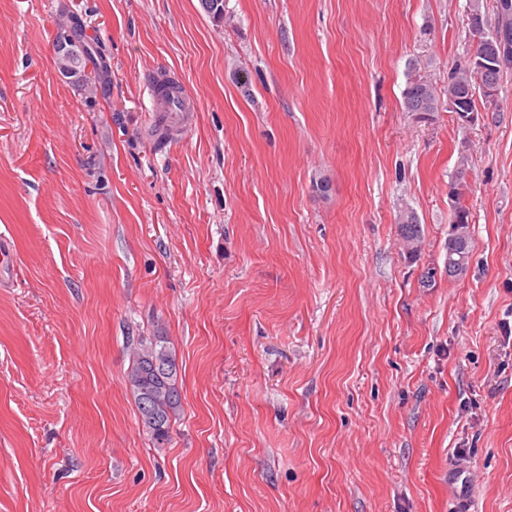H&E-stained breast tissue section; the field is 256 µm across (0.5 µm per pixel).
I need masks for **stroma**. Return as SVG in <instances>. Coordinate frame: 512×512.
I'll return each mask as SVG.
<instances>
[{
	"mask_svg": "<svg viewBox=\"0 0 512 512\" xmlns=\"http://www.w3.org/2000/svg\"><path fill=\"white\" fill-rule=\"evenodd\" d=\"M469 6L0 0V512H448L459 463L512 512V68L466 127L402 98L409 60L441 88L474 52ZM73 15L91 87L54 67ZM162 75L186 125L152 110ZM141 336L179 365L161 447ZM73 20V27L70 35L78 44V53L75 62L83 69L87 66V63L93 61V55H95L96 52H98L99 55H101V53L97 51V47L93 45L90 47L89 45L85 44L83 26L77 18H74ZM460 179H456L452 181L450 186L455 189V196L453 200V206L451 207L450 214V227L449 229L456 228V233L458 235L459 240L461 241L460 247L463 248L464 254L466 255V268L464 273H460L458 275H451L450 277H458L459 275H463L466 273L469 257H470V243H471V231H470V223H469V212L468 210L461 204L462 197V187L463 185L459 181ZM401 236L411 244H419L421 242L420 224L416 214L409 209L402 210L397 218ZM166 344L162 336L139 338L134 347L131 370L126 374L142 428L157 447L171 441L172 422L179 418L182 407L179 366ZM146 392L151 393L160 405L153 420L147 417L155 414L152 400L144 396L147 416L141 407V395Z\"/></svg>",
	"mask_w": 512,
	"mask_h": 512,
	"instance_id": "obj_1",
	"label": "stroma"
}]
</instances>
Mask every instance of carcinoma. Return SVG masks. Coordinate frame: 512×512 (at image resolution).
<instances>
[{"mask_svg":"<svg viewBox=\"0 0 512 512\" xmlns=\"http://www.w3.org/2000/svg\"><path fill=\"white\" fill-rule=\"evenodd\" d=\"M497 22L494 27L487 23L472 26L480 35V41L474 54L456 62L448 72V85L444 93L448 98V111L457 114L474 106L470 100L471 92L477 85L492 84L500 89L504 70L512 65V0H496ZM71 36L78 44L76 64L84 68L93 61L97 47L88 46L84 41L83 26L79 20L72 22ZM497 38L499 56L493 68L480 74L475 69L478 59L487 41ZM404 109L407 112L438 111L439 95L433 83L419 74L417 67H412L402 93ZM455 189L453 206L450 214V227L456 229L461 248L465 255H470L471 231L469 212L461 204L462 184L451 182ZM401 236L411 244L421 242L420 224L416 214L409 210L400 212L397 218ZM179 366L175 356L162 336L139 338L133 351L131 370L126 374V382L134 397L143 430L153 444L161 447L171 441L172 422L177 420L181 411V393L178 380ZM152 394L159 402L157 417L150 419L144 415L141 407V395Z\"/></svg>","mask_w":512,"mask_h":512,"instance_id":"cac0c4a2","label":"carcinoma"}]
</instances>
